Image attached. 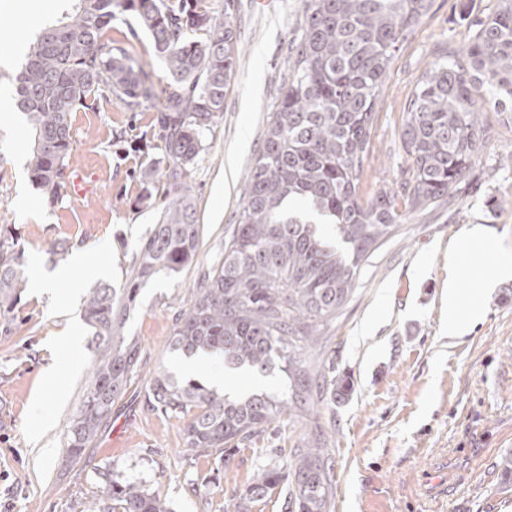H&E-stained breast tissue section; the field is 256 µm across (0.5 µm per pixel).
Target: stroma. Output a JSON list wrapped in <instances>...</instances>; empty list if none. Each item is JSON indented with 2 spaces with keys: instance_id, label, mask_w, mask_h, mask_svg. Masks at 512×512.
Wrapping results in <instances>:
<instances>
[{
  "instance_id": "1",
  "label": "stroma",
  "mask_w": 512,
  "mask_h": 512,
  "mask_svg": "<svg viewBox=\"0 0 512 512\" xmlns=\"http://www.w3.org/2000/svg\"><path fill=\"white\" fill-rule=\"evenodd\" d=\"M499 0H433L413 37L391 64L364 166L368 188L404 167L403 110L439 53L470 36L469 21ZM64 0H0V31L29 43L58 17ZM242 43L224 95V112L205 136L191 171L195 264L178 279L145 286L124 333L139 341V362L112 404V417L78 461L66 458V435L83 400L93 356L82 317L92 288L123 287L136 245L158 220L163 189L139 170L157 146L136 147L154 110L126 111L117 101L73 114L71 177L88 190H63L48 206L27 168L31 133L18 110L0 114V241L22 252L26 284L17 324L0 331V512H87L111 481H136L172 512H287L285 486L247 499L258 474L289 460L304 430L332 438L334 512H512L499 464L512 455V278L494 281L481 318L461 334L448 331V287L467 288L512 255V114L491 112L494 139L478 153L471 186L449 202L414 215L362 265L356 290L336 320L326 352L352 390L312 416L307 428L270 426L230 451L184 447L183 414L148 399L158 370L181 374L168 347L200 274L222 258L247 175L261 147L289 40L302 0H234ZM502 199L489 207L490 197ZM482 225L486 240L463 268L448 253L465 229ZM65 247L60 261L51 247ZM63 272L49 290L39 272ZM72 363H64L65 353Z\"/></svg>"
}]
</instances>
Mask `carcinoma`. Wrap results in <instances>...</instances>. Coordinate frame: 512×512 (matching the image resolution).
Returning <instances> with one entry per match:
<instances>
[{
  "label": "carcinoma",
  "mask_w": 512,
  "mask_h": 512,
  "mask_svg": "<svg viewBox=\"0 0 512 512\" xmlns=\"http://www.w3.org/2000/svg\"><path fill=\"white\" fill-rule=\"evenodd\" d=\"M69 7L29 45L13 96L32 135L28 170L49 206L68 183L72 113L102 98L129 112L154 104L162 153L140 171L164 181L157 224L138 245L122 288L100 283L83 317L93 332L84 399L67 434L77 460L112 413L139 358L123 334L150 281L177 278L197 259L201 228L190 195L191 166L204 133L224 111V91L241 50L233 0H67ZM433 0H304L288 46L286 73L224 258L204 273L177 319L172 351L224 358V367L288 376V396H231L160 370L149 401L187 414L184 447L230 450L282 417L305 424L314 407L349 389L327 365L322 339L353 294L363 262L417 211L465 182L495 132L484 111L512 112V0L472 22L467 45L441 55L406 104L400 144L407 167L372 193L362 174L388 69ZM128 15L149 37L163 75L112 39ZM22 256L0 243V313L18 304ZM293 459L263 470L254 499L288 482V512H332L335 478L327 435L306 432ZM88 512H170L136 482L113 481Z\"/></svg>",
  "instance_id": "carcinoma-1"
}]
</instances>
